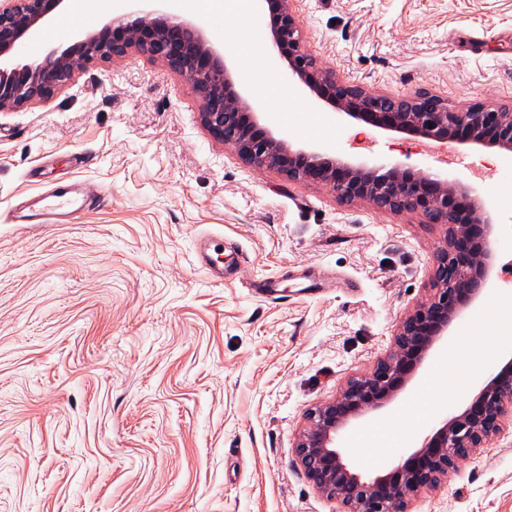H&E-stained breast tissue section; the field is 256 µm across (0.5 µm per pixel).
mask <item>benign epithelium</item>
I'll return each instance as SVG.
<instances>
[{"label": "benign epithelium", "instance_id": "benign-epithelium-1", "mask_svg": "<svg viewBox=\"0 0 512 512\" xmlns=\"http://www.w3.org/2000/svg\"><path fill=\"white\" fill-rule=\"evenodd\" d=\"M64 0H0V109L51 98L75 71L136 52L187 78L201 101V122L218 143L248 164L291 181L330 187L346 202L367 201L390 212H413L443 226V245L429 294L399 323L393 347L369 373L350 378L336 397L311 408L294 443L298 463L319 494L341 512H410L412 501L435 489L448 472L493 437L512 428V360L480 388L458 415L424 435L385 474L365 480L344 462L336 436L367 412L391 403L404 389L450 322L483 290L493 253L492 219L470 188L437 172L396 165L367 167L314 148H292L274 137L257 108L236 88L232 71L196 24L138 9L93 34L74 35L39 61L14 63L18 45L36 34ZM268 42L289 80L335 111L385 131L432 142L496 147L512 152V110L475 104L453 112L427 91L396 97L372 94L319 64L304 47L291 0H260Z\"/></svg>", "mask_w": 512, "mask_h": 512}]
</instances>
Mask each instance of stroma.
I'll list each match as a JSON object with an SVG mask.
<instances>
[{
	"label": "stroma",
	"instance_id": "obj_1",
	"mask_svg": "<svg viewBox=\"0 0 512 512\" xmlns=\"http://www.w3.org/2000/svg\"><path fill=\"white\" fill-rule=\"evenodd\" d=\"M306 49L341 80L457 111L512 107V0H292ZM219 45L247 98L293 147L370 166L447 171L491 207L488 286L398 398L336 440L381 474L466 401L418 418L448 351L489 337L512 359V160L369 129L285 86L268 47ZM180 74L131 54L51 99L0 110V512H339L298 465L307 410L367 373L424 300L443 228L341 202L211 138ZM75 180L88 208L17 224L13 206ZM213 238L226 269L196 258ZM385 448L355 440L381 422ZM411 512H512V433L489 440Z\"/></svg>",
	"mask_w": 512,
	"mask_h": 512
}]
</instances>
